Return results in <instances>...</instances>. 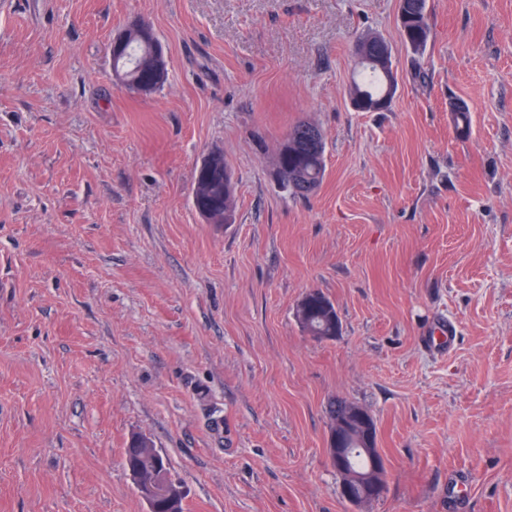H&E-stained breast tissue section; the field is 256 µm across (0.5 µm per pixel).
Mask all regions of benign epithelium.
<instances>
[{"label": "benign epithelium", "instance_id": "7a95c632", "mask_svg": "<svg viewBox=\"0 0 512 512\" xmlns=\"http://www.w3.org/2000/svg\"><path fill=\"white\" fill-rule=\"evenodd\" d=\"M168 74L166 52L156 47L152 78L163 79ZM374 425L365 410L347 406L336 422L330 425L327 442L328 455L340 477V493L350 504L359 505L377 499L385 490L386 463L383 456L373 449ZM361 453L367 458V469L353 466V458ZM134 484L150 493L155 474L139 465L128 466Z\"/></svg>", "mask_w": 512, "mask_h": 512}]
</instances>
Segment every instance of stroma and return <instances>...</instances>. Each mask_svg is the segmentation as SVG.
<instances>
[{
    "label": "stroma",
    "instance_id": "obj_1",
    "mask_svg": "<svg viewBox=\"0 0 512 512\" xmlns=\"http://www.w3.org/2000/svg\"><path fill=\"white\" fill-rule=\"evenodd\" d=\"M398 12L0 0V512H146L135 434L185 512H512V0H428L420 56ZM134 19L166 49L148 95L112 70ZM368 33L398 71L384 112L348 101ZM300 120L325 136L305 198L274 175ZM215 151L230 224L191 203ZM312 289L335 340L296 318ZM335 398L386 461L357 509L327 451ZM299 305L305 307L308 316H305L303 330L320 341H332L341 333V324L332 301L321 291L303 296Z\"/></svg>",
    "mask_w": 512,
    "mask_h": 512
}]
</instances>
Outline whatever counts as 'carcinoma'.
Segmentation results:
<instances>
[{
  "label": "carcinoma",
  "mask_w": 512,
  "mask_h": 512,
  "mask_svg": "<svg viewBox=\"0 0 512 512\" xmlns=\"http://www.w3.org/2000/svg\"><path fill=\"white\" fill-rule=\"evenodd\" d=\"M399 10L405 12L404 28L408 40L406 47L415 55L423 54L431 36L428 18L427 0H400ZM149 23L139 19L137 24L129 25L123 31L129 49L128 64L122 67L127 83L124 87L133 90V81L141 78L142 62L152 50L151 37L139 25ZM398 86L397 76L390 71L378 67L376 63L356 66V77L350 88V94L361 96L374 103L388 97L394 98ZM291 141L288 158L276 160V171L288 182L289 191L296 196H308L314 193L322 183L325 166V139L322 130L307 121L295 123L288 131ZM197 185L195 207H208L212 211L213 224H229L233 219L234 185L232 173L224 156L213 158L212 163L197 169L195 177ZM300 305L308 311L303 330L320 341H332L341 333V324L332 301L322 292L316 291L300 301ZM158 490L162 494L158 502L163 504L161 512H175L182 509L183 498L174 500L171 507L164 506L168 502L166 494H178L180 486L174 484L169 467L160 463L157 469Z\"/></svg>",
  "instance_id": "1"
}]
</instances>
